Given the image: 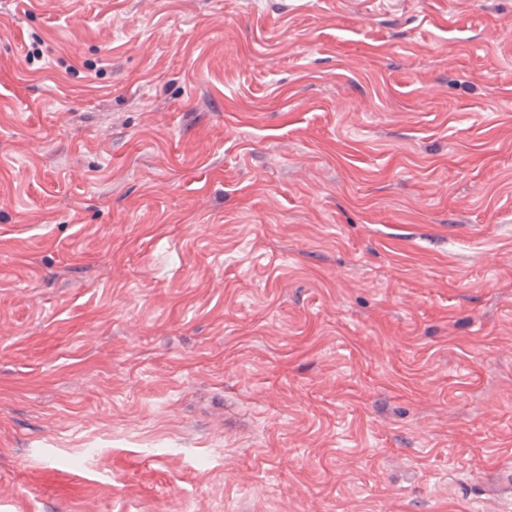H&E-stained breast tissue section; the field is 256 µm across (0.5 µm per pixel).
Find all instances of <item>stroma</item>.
Masks as SVG:
<instances>
[{"mask_svg": "<svg viewBox=\"0 0 512 512\" xmlns=\"http://www.w3.org/2000/svg\"><path fill=\"white\" fill-rule=\"evenodd\" d=\"M0 512H512V0H0Z\"/></svg>", "mask_w": 512, "mask_h": 512, "instance_id": "stroma-1", "label": "stroma"}]
</instances>
